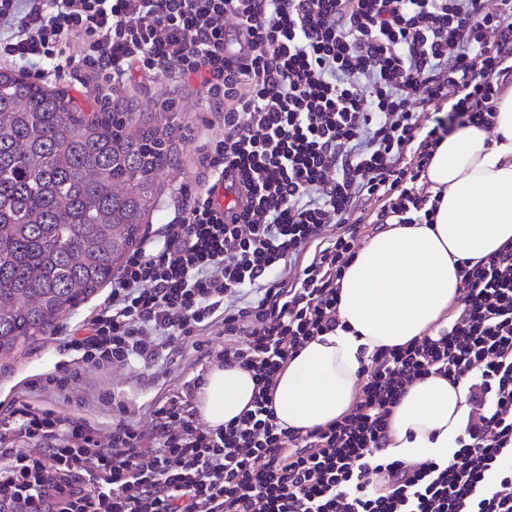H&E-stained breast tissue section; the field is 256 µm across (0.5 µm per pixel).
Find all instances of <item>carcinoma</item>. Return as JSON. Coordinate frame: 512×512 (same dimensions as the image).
Returning a JSON list of instances; mask_svg holds the SVG:
<instances>
[{
  "label": "carcinoma",
  "instance_id": "obj_1",
  "mask_svg": "<svg viewBox=\"0 0 512 512\" xmlns=\"http://www.w3.org/2000/svg\"><path fill=\"white\" fill-rule=\"evenodd\" d=\"M177 160L168 109L117 97L86 113L65 92L0 71V360L112 281L148 188Z\"/></svg>",
  "mask_w": 512,
  "mask_h": 512
}]
</instances>
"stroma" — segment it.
Wrapping results in <instances>:
<instances>
[{
  "mask_svg": "<svg viewBox=\"0 0 512 512\" xmlns=\"http://www.w3.org/2000/svg\"><path fill=\"white\" fill-rule=\"evenodd\" d=\"M115 94L133 100L143 112L155 111L158 104L171 101L175 124L192 133L190 140L179 141L178 159L162 177V210L141 227L138 240L146 243L161 234L179 188L194 187L195 177L202 171L195 154L198 139L222 136L224 125L220 113L212 111L205 89L194 81L184 82L175 77L146 79L137 75L131 82L117 85ZM109 292V287L99 288L63 314L52 334L15 358L0 361V420L6 419L14 402L24 397L58 414L88 419L105 431L111 429L113 422L128 417L147 427L151 424V405L174 397L187 381L211 369L209 351L220 350L224 345V313L220 310L200 333L204 348L174 345L166 348L149 370L137 363L117 369L84 367L78 369L69 388L36 387V380L55 373L58 365L68 362L69 356L62 348L66 336L99 310Z\"/></svg>",
  "mask_w": 512,
  "mask_h": 512,
  "instance_id": "obj_1",
  "label": "stroma"
}]
</instances>
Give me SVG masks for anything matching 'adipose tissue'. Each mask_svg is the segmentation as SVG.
Returning a JSON list of instances; mask_svg holds the SVG:
<instances>
[{"label":"adipose tissue","instance_id":"obj_1","mask_svg":"<svg viewBox=\"0 0 512 512\" xmlns=\"http://www.w3.org/2000/svg\"><path fill=\"white\" fill-rule=\"evenodd\" d=\"M498 140L466 128L438 145L427 181L439 203L431 224H391L347 266L335 332L316 337L281 373L273 410L282 426L306 432L346 414L358 397L360 370L378 348L433 334L460 304L457 264L512 244V90L498 105ZM469 377L433 375L414 382L394 407L386 451L406 463L445 459L469 412ZM252 375L214 366L197 399L211 427L250 408Z\"/></svg>","mask_w":512,"mask_h":512}]
</instances>
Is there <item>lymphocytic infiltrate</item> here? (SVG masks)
<instances>
[{"label": "lymphocytic infiltrate", "mask_w": 512, "mask_h": 512, "mask_svg": "<svg viewBox=\"0 0 512 512\" xmlns=\"http://www.w3.org/2000/svg\"><path fill=\"white\" fill-rule=\"evenodd\" d=\"M0 57L93 70L104 98L136 73L194 79L223 106V137L197 151L207 180L64 349L86 366L147 365L220 310L236 342L217 357L256 383L251 408L218 428L197 418L191 387L150 430L121 420L105 435L18 402L0 512H512L511 244L459 263L448 325L373 353L344 416L301 433L272 408L289 361L339 325L364 203L380 200V229L433 223L423 182L437 146L461 128L493 133L512 86V0H0ZM220 181L235 199L219 213ZM467 373L448 461L383 455L410 384Z\"/></svg>", "instance_id": "lymphocytic-infiltrate-1"}]
</instances>
